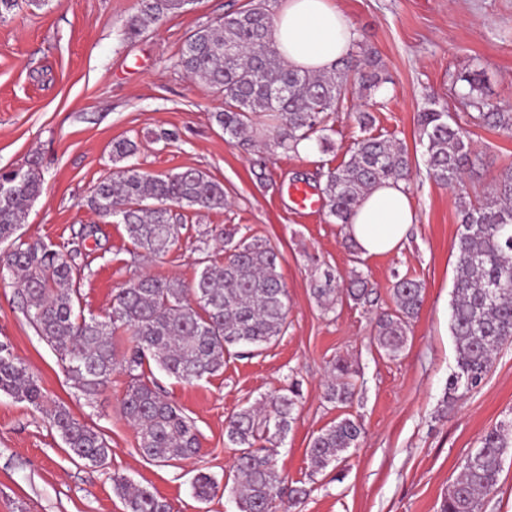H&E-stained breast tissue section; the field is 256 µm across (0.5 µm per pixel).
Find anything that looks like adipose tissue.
Listing matches in <instances>:
<instances>
[{"label": "adipose tissue", "instance_id": "ef3b65f1", "mask_svg": "<svg viewBox=\"0 0 512 512\" xmlns=\"http://www.w3.org/2000/svg\"><path fill=\"white\" fill-rule=\"evenodd\" d=\"M271 33L280 56L290 66L313 74L333 70L355 37L349 16L335 0H284ZM415 222L404 185L389 181L360 200L344 233L362 254H388L402 247Z\"/></svg>", "mask_w": 512, "mask_h": 512}]
</instances>
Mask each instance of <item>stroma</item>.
<instances>
[{"label": "stroma", "instance_id": "stroma-1", "mask_svg": "<svg viewBox=\"0 0 512 512\" xmlns=\"http://www.w3.org/2000/svg\"><path fill=\"white\" fill-rule=\"evenodd\" d=\"M335 2L354 25L352 53H374L383 81L368 94L348 86L329 133L332 149L313 140L298 153L271 147L258 122L252 143L229 139L214 119L223 97L178 64L189 34L248 8L250 0H186L135 37L127 23L139 0H46L0 19V169L34 156L44 176L19 235L72 256L85 314L104 317L114 289L140 275L188 283L202 256L223 261L219 245L200 241L217 225L268 240L279 253L289 296L286 332L259 355L225 358L222 373L190 385L157 372L200 441L194 459L161 466L140 454L120 412L127 376L114 373L94 396L75 388L29 324L12 278H0V343L38 376L48 399L66 405L112 448L102 467L71 460L39 411L0 392V512H125L113 489L116 474L167 500L172 512H238L235 452L225 426L241 407L293 383L299 403L277 462L287 484L305 486L309 494L290 512H439L482 435L512 416V343L497 352L480 388L445 397L457 356L450 313L458 201L484 199L494 177L512 168V133L485 125L466 104L462 77L481 71L482 97L512 106V0ZM432 106L447 109L479 156L454 189L429 175L417 115ZM361 112L374 118L364 130L356 121ZM163 129L175 131L176 140H156ZM365 134L406 147L416 222L401 250L362 257L327 209L299 212L288 187L319 191ZM123 138L138 141L133 162L145 172L194 168L224 186V209L184 211L179 243L157 261L138 256L124 224L97 215L90 204L95 186L115 168L112 144ZM327 269L345 284L367 277L371 294L360 301L342 297L324 311L311 285ZM398 274L420 280L425 293L403 353L391 358L378 347L374 325L379 313L395 308L391 288ZM339 358L355 373V395L345 406L324 398ZM346 414L364 424L358 448L340 465L312 473V439ZM200 471L220 484L208 502L193 494Z\"/></svg>", "mask_w": 512, "mask_h": 512}]
</instances>
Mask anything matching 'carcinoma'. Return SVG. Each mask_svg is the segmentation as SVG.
<instances>
[{
	"instance_id": "cac0c4a2",
	"label": "carcinoma",
	"mask_w": 512,
	"mask_h": 512,
	"mask_svg": "<svg viewBox=\"0 0 512 512\" xmlns=\"http://www.w3.org/2000/svg\"><path fill=\"white\" fill-rule=\"evenodd\" d=\"M184 0H141L138 15L128 25L137 35L180 9ZM272 14L264 0L192 33L184 42L178 65L193 79L224 95L225 108L214 114L224 134L244 139L261 113L275 117L265 136L285 152H298L302 141L317 140L332 148L328 122L345 94L349 80L364 91L377 89L382 78L371 57L349 56L327 74L302 73L288 66L269 40ZM232 46L237 56L224 50ZM464 94L487 125L512 131V112H504L475 95L480 73L462 77ZM444 109H426L417 123L427 139L429 174L444 186L461 180L475 166L469 143ZM137 144L120 139L112 144V159L133 157ZM406 148L378 137L354 142L349 161L328 172L322 194L329 215L349 221L360 199L384 181L409 178ZM44 177L37 158L0 171V243L12 250L0 260V273L16 280L26 299V314L37 335L57 353L68 374L86 395H95L119 371L129 378L120 404L122 416L135 430L140 453L166 465L199 453L194 426L167 399L158 384L145 376L152 361L186 383L213 376L224 368V357L246 356L275 342L288 325V289L280 271L278 251L256 237L239 236L236 225L216 226L207 234L224 242V262L203 259L194 281L142 276L116 289L111 310L100 320L76 310L80 289L74 265L60 251L42 242H19L13 236L31 203L41 194ZM224 185L194 168L152 175L130 164L117 168L95 187L91 206L102 217H121L135 249L161 259L179 242L184 224L173 208L221 210ZM461 231L451 302L450 331L457 348L456 369L448 377L446 394L454 398L484 382L497 349L512 341V170L494 179L491 193L480 203L460 200ZM341 283L326 272L315 280L312 294L328 310L336 304ZM395 309L378 317L376 340L391 358L402 352L411 321L424 301V286L402 277L392 285ZM130 337L123 354L112 339ZM349 366L341 359L331 366L326 399L345 404L354 395ZM0 392L26 401L45 415L60 433L68 454L101 466L112 453L106 439L61 405H50L39 379L0 345ZM299 387L241 408L229 419L227 443L235 448L239 512H274L276 504L298 503L308 495L302 486L285 489L276 443L294 421ZM363 425L355 417L337 419L315 436L309 457L315 470L339 464L357 447ZM512 450V418L485 432L466 459L460 479L441 504V512H479L481 499L495 489L503 456ZM125 512H171L169 503L150 491L113 478ZM218 488L208 473L193 481L195 496L208 501Z\"/></svg>"
}]
</instances>
